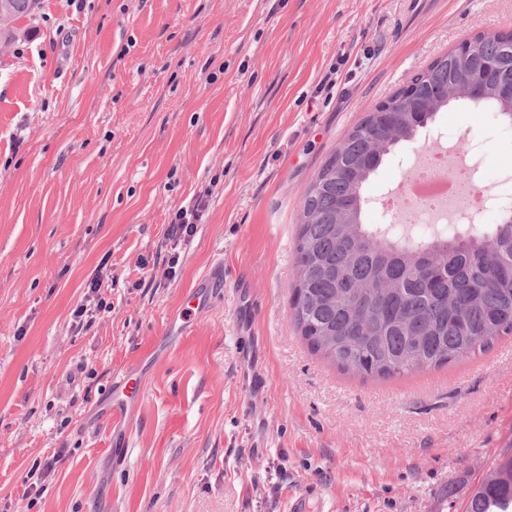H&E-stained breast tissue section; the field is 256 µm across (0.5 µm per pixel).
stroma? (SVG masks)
<instances>
[{"mask_svg": "<svg viewBox=\"0 0 512 512\" xmlns=\"http://www.w3.org/2000/svg\"><path fill=\"white\" fill-rule=\"evenodd\" d=\"M505 29L512 0H39L0 46V512H290L305 492L309 512H464L512 454V336L349 375L301 339L290 284L304 191L347 131ZM436 122L485 145L486 178L512 167L494 113ZM195 197V235L169 240ZM218 262L223 287L170 335ZM130 368L141 406L116 427ZM141 382L133 370L112 382V423L121 422L139 404Z\"/></svg>", "mask_w": 512, "mask_h": 512, "instance_id": "35a3bbf8", "label": "stroma"}]
</instances>
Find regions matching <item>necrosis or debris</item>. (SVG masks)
Instances as JSON below:
<instances>
[{
  "label": "necrosis or debris",
  "mask_w": 512,
  "mask_h": 512,
  "mask_svg": "<svg viewBox=\"0 0 512 512\" xmlns=\"http://www.w3.org/2000/svg\"><path fill=\"white\" fill-rule=\"evenodd\" d=\"M426 148L400 188L379 200L382 213L396 224H433L449 213L467 211L498 215V204L512 194V170L503 169L496 181L474 178L460 158L441 144V133L427 132Z\"/></svg>",
  "instance_id": "1"
}]
</instances>
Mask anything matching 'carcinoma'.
Returning a JSON list of instances; mask_svg holds the SVG:
<instances>
[{"instance_id":"obj_1","label":"carcinoma","mask_w":512,"mask_h":512,"mask_svg":"<svg viewBox=\"0 0 512 512\" xmlns=\"http://www.w3.org/2000/svg\"><path fill=\"white\" fill-rule=\"evenodd\" d=\"M36 0H0V42L32 15ZM470 47L496 65L479 95L465 76L471 58L445 53L379 103L346 135L307 186L295 252L290 312L315 355L343 373L367 378L438 369L490 349L512 334V263L485 257L512 241V211L483 231L421 240L390 236L366 224L363 190L384 157L412 141L450 103L489 109L512 124V95L501 78L512 72V30L477 35ZM453 83L458 98L448 101ZM512 508V456L495 460L471 494L466 512Z\"/></svg>"}]
</instances>
